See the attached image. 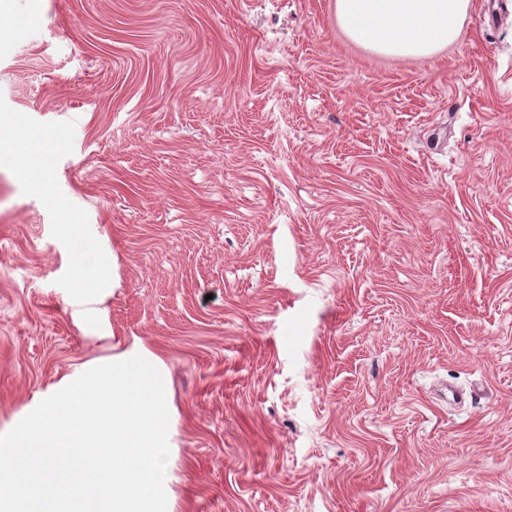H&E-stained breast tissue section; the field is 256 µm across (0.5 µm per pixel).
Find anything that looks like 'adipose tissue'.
<instances>
[{
	"instance_id": "obj_1",
	"label": "adipose tissue",
	"mask_w": 512,
	"mask_h": 512,
	"mask_svg": "<svg viewBox=\"0 0 512 512\" xmlns=\"http://www.w3.org/2000/svg\"><path fill=\"white\" fill-rule=\"evenodd\" d=\"M472 0H335L346 36L383 56L427 57L453 44Z\"/></svg>"
}]
</instances>
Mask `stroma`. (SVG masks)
<instances>
[{
    "label": "stroma",
    "mask_w": 512,
    "mask_h": 512,
    "mask_svg": "<svg viewBox=\"0 0 512 512\" xmlns=\"http://www.w3.org/2000/svg\"><path fill=\"white\" fill-rule=\"evenodd\" d=\"M334 4L9 0L0 435L139 354L167 512H512V0L420 59Z\"/></svg>",
    "instance_id": "stroma-1"
}]
</instances>
